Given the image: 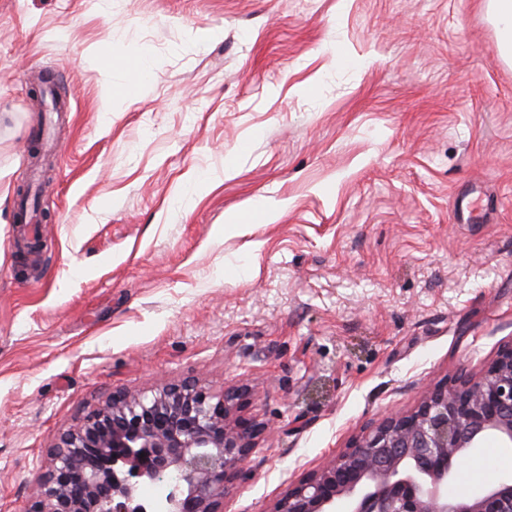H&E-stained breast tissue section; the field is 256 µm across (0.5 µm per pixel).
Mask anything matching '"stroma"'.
I'll return each instance as SVG.
<instances>
[{"mask_svg": "<svg viewBox=\"0 0 512 512\" xmlns=\"http://www.w3.org/2000/svg\"><path fill=\"white\" fill-rule=\"evenodd\" d=\"M497 43L489 0H0V512L112 393L189 377L250 388L270 432L224 512H271L511 344ZM475 472L512 477V448L455 490Z\"/></svg>", "mask_w": 512, "mask_h": 512, "instance_id": "obj_1", "label": "stroma"}]
</instances>
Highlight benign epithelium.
Wrapping results in <instances>:
<instances>
[{
	"mask_svg": "<svg viewBox=\"0 0 512 512\" xmlns=\"http://www.w3.org/2000/svg\"><path fill=\"white\" fill-rule=\"evenodd\" d=\"M249 392L216 396L191 378L115 393L64 432L28 512H224V492L270 430L242 414ZM493 439L512 447V345L479 374L445 380L305 473L272 512H512V478L448 494ZM169 477L150 503L140 486Z\"/></svg>",
	"mask_w": 512,
	"mask_h": 512,
	"instance_id": "benign-epithelium-1",
	"label": "benign epithelium"
}]
</instances>
